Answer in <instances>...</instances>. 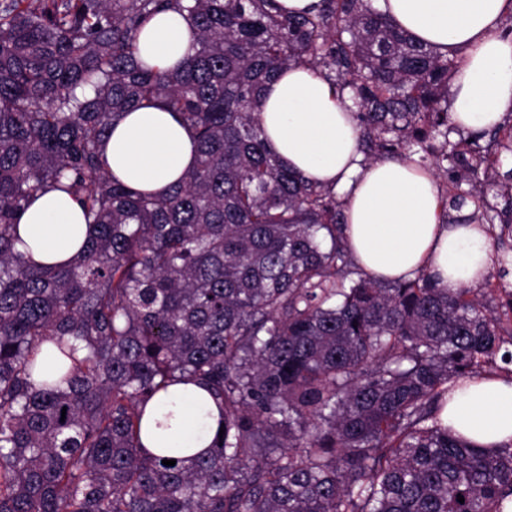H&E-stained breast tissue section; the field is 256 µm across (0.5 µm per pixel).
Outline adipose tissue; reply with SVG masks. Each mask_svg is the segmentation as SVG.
Returning <instances> with one entry per match:
<instances>
[{
  "label": "adipose tissue",
  "instance_id": "obj_1",
  "mask_svg": "<svg viewBox=\"0 0 512 512\" xmlns=\"http://www.w3.org/2000/svg\"><path fill=\"white\" fill-rule=\"evenodd\" d=\"M378 7L415 40L455 58L450 112L461 128L480 132L512 112V34L502 28L512 0H377ZM190 30L183 14H158L140 34L139 54L150 65L172 67ZM259 122L276 153L310 181L329 186L344 202L346 235L356 262L384 280L429 273L442 287L479 283L496 250L477 224H445L433 173L408 160L365 163L359 131L339 92L303 66L269 82ZM110 169L134 190L164 193L192 169L197 144L162 104L134 109L115 122L104 142ZM16 250L44 265L69 263L92 236L80 206L48 188L17 220ZM180 400L173 429L156 428L170 397ZM442 425L477 448L512 442V381L475 377L456 387L440 413ZM219 409L206 391L178 378L144 409L141 441L149 452L208 448Z\"/></svg>",
  "mask_w": 512,
  "mask_h": 512
}]
</instances>
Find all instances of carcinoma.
<instances>
[{
  "instance_id": "1",
  "label": "carcinoma",
  "mask_w": 512,
  "mask_h": 512,
  "mask_svg": "<svg viewBox=\"0 0 512 512\" xmlns=\"http://www.w3.org/2000/svg\"><path fill=\"white\" fill-rule=\"evenodd\" d=\"M170 8L192 38L161 69L138 38ZM301 65L348 95L365 161L429 160L444 223L512 234L497 166L512 125L457 129L454 60L373 0L298 16L276 0H0V512H502L512 443L475 448L438 410L449 383L512 365V298L499 314L425 272L382 283L357 266L343 202L256 115L263 85ZM150 102L197 143L164 195L116 180L101 151ZM47 187L95 225L63 267L13 246ZM177 374L222 411L223 436L189 458L140 438Z\"/></svg>"
}]
</instances>
